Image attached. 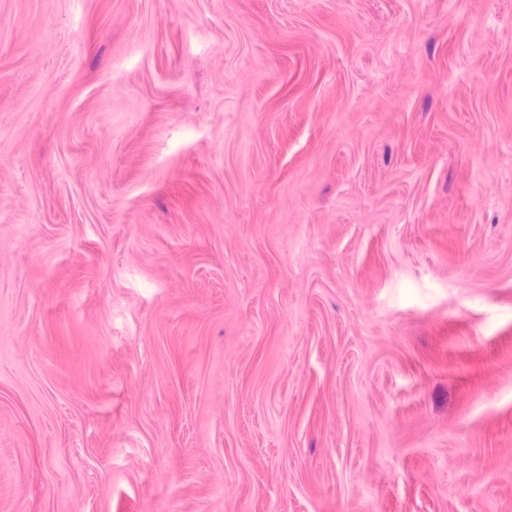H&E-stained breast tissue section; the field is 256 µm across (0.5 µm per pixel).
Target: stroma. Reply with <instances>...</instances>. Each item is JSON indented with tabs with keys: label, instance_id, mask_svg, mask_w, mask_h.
Instances as JSON below:
<instances>
[{
	"label": "stroma",
	"instance_id": "35a3bbf8",
	"mask_svg": "<svg viewBox=\"0 0 512 512\" xmlns=\"http://www.w3.org/2000/svg\"><path fill=\"white\" fill-rule=\"evenodd\" d=\"M0 512H512V0H0Z\"/></svg>",
	"mask_w": 512,
	"mask_h": 512
}]
</instances>
